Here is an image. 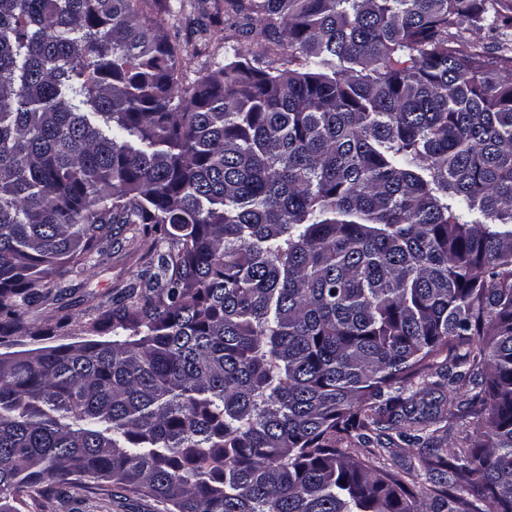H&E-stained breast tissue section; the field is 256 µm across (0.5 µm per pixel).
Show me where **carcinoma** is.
Segmentation results:
<instances>
[{
  "mask_svg": "<svg viewBox=\"0 0 512 512\" xmlns=\"http://www.w3.org/2000/svg\"><path fill=\"white\" fill-rule=\"evenodd\" d=\"M157 2L0 0V346L153 239L56 322L112 339L0 353V512H512V0H224L267 44L193 80ZM119 225L112 226V249H107L101 254H96L92 264L91 278L86 288H73L68 290L62 298L52 301L57 292L56 288H44L43 291H52L48 301H42L32 306L25 316L26 329L20 330L11 336L15 345L9 349L1 348L0 353L6 351L31 350L43 346L58 345L63 343H75L85 340H110L112 333L98 336H68L55 332V336L34 337L29 336L28 327L32 324H40L43 329L54 327L55 317L65 313L73 318L85 315V310L105 301L112 294V289L128 281L134 273L146 265L151 248V240H138L131 244L128 239L131 236L129 230L119 232ZM87 319V316H84ZM73 501L62 507L55 499L28 501L25 512H165L164 505L114 486L73 489Z\"/></svg>",
  "mask_w": 512,
  "mask_h": 512,
  "instance_id": "obj_1",
  "label": "carcinoma"
}]
</instances>
